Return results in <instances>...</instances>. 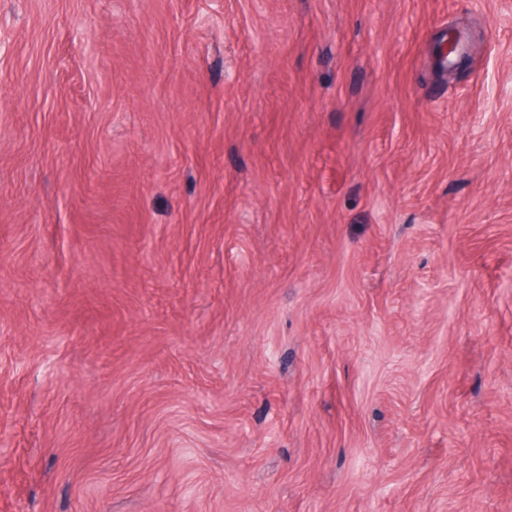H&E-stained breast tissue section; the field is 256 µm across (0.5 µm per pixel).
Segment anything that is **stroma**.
I'll list each match as a JSON object with an SVG mask.
<instances>
[{
	"label": "stroma",
	"mask_w": 512,
	"mask_h": 512,
	"mask_svg": "<svg viewBox=\"0 0 512 512\" xmlns=\"http://www.w3.org/2000/svg\"><path fill=\"white\" fill-rule=\"evenodd\" d=\"M0 512H512V0H0Z\"/></svg>",
	"instance_id": "1"
}]
</instances>
